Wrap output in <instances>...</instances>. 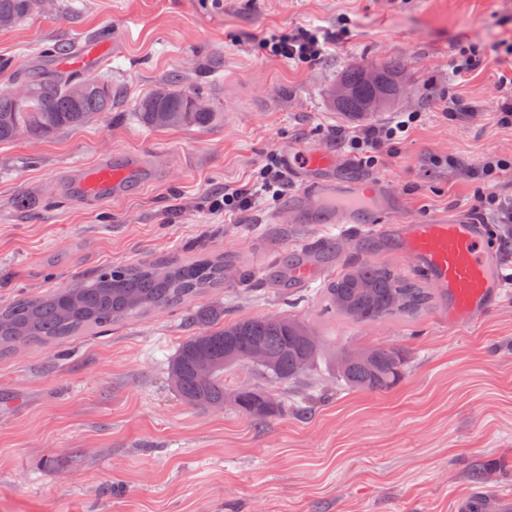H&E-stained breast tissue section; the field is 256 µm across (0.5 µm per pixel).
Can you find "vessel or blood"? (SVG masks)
<instances>
[{
	"instance_id": "vessel-or-blood-1",
	"label": "vessel or blood",
	"mask_w": 512,
	"mask_h": 512,
	"mask_svg": "<svg viewBox=\"0 0 512 512\" xmlns=\"http://www.w3.org/2000/svg\"><path fill=\"white\" fill-rule=\"evenodd\" d=\"M99 44H89L82 52L66 56L65 68L83 70L103 53ZM132 168L108 161L85 169L79 181L81 195L98 199L115 185L127 180ZM383 181L351 180L335 187H319L318 197L342 196L340 205L327 210L304 207L301 195L288 204L289 214L304 223L368 224L375 223V210L368 198L386 194ZM402 245L409 257L423 271L430 288L448 298V322L462 327L486 311L492 292L499 284L498 263L491 259L488 247L475 222L436 216L406 226ZM452 512H512V497L494 489H480L454 501Z\"/></svg>"
}]
</instances>
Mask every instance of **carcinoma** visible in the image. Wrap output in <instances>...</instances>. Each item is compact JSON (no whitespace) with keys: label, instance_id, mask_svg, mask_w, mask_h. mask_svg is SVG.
I'll use <instances>...</instances> for the list:
<instances>
[{"label":"carcinoma","instance_id":"cac0c4a2","mask_svg":"<svg viewBox=\"0 0 512 512\" xmlns=\"http://www.w3.org/2000/svg\"><path fill=\"white\" fill-rule=\"evenodd\" d=\"M42 0H0V25L10 27L42 10ZM399 63L386 65L370 79L366 67L354 65L334 92L341 112L365 115L378 111L393 99L400 86L394 77ZM76 83L80 95L71 93ZM24 84L32 96L21 101L0 95V143L16 139L23 128L31 137H47L56 131L80 126L102 112L112 111L116 94L103 76L61 74L44 70ZM204 97L197 86L163 85L136 103L141 124L147 128L204 127L217 110H192ZM228 265L224 258L206 257L191 263L175 260L160 276L148 263L134 267L105 268L41 296H25L0 307V352L28 343H54L78 333L104 328L151 311L196 298L224 284ZM324 300L338 314L356 320H379L397 314H414L431 301V293L419 283L373 263H351L324 289ZM224 311L210 306L191 318L198 332L180 345L169 369V380L181 400L191 406H224V372L244 364L242 352L260 346L267 360L252 366L276 382L288 383L309 371L327 348L309 327L291 315L252 317L221 323ZM339 380L347 388L384 392L404 378L405 358L394 348L342 349L332 356ZM207 364L211 374L199 376ZM233 404L261 421L279 412L282 404L273 395L254 391Z\"/></svg>","mask_w":512,"mask_h":512}]
</instances>
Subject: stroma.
Masks as SVG:
<instances>
[{
  "mask_svg": "<svg viewBox=\"0 0 512 512\" xmlns=\"http://www.w3.org/2000/svg\"><path fill=\"white\" fill-rule=\"evenodd\" d=\"M315 29L327 49L313 65L261 49L273 32ZM107 47L94 72L119 95L111 111L45 138L0 144V306L106 266H164L221 256L252 273L193 302L139 315L58 344L0 354V512H451L486 486L512 493V244L497 300L471 324L448 323L432 299L414 315L359 321L325 310L323 288L344 263L368 261L423 280L394 241L338 236L332 224H284L295 193L336 180L335 169L288 174L279 196L213 212L224 190L249 187L277 156H347L345 135L415 112L408 137L362 174L385 179L386 224L438 214L474 216L478 196L512 198V125L497 85L512 68V0H63L60 13L0 29V93L45 56ZM487 55L456 73L465 47ZM397 61L400 95L363 116L331 92L353 64ZM203 87L218 117L205 127L145 128L135 103L162 84ZM467 113L453 117V100ZM138 158L117 195L75 194L83 168ZM490 158L508 167L481 179ZM322 244L318 277L280 284L279 263ZM225 321L291 314L328 349L397 347L401 383L385 392L342 387L333 362L288 383L248 367L225 373L285 397L257 422L231 406L184 403L168 366L194 328L195 308Z\"/></svg>",
  "mask_w": 512,
  "mask_h": 512,
  "instance_id": "1",
  "label": "stroma"
}]
</instances>
